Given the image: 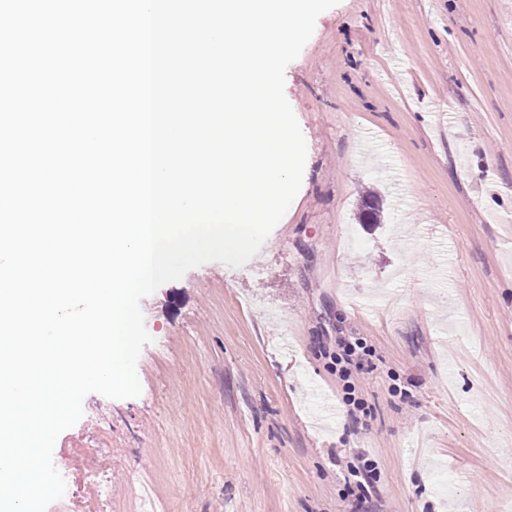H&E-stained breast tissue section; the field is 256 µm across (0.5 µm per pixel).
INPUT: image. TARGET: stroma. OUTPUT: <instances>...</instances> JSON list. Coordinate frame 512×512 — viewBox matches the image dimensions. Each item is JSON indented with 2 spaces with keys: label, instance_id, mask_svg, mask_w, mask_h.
I'll list each match as a JSON object with an SVG mask.
<instances>
[{
  "label": "stroma",
  "instance_id": "stroma-1",
  "mask_svg": "<svg viewBox=\"0 0 512 512\" xmlns=\"http://www.w3.org/2000/svg\"><path fill=\"white\" fill-rule=\"evenodd\" d=\"M302 186L141 302L138 397L59 435L102 512H512V0H339L285 71ZM381 221L356 219L365 192ZM363 341L364 411L336 356ZM373 460L376 476L349 465Z\"/></svg>",
  "mask_w": 512,
  "mask_h": 512
}]
</instances>
